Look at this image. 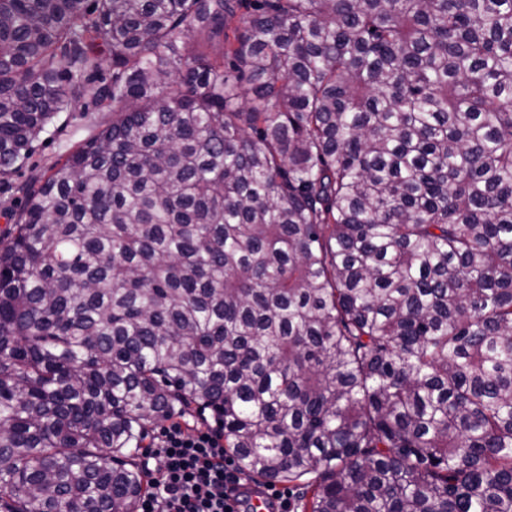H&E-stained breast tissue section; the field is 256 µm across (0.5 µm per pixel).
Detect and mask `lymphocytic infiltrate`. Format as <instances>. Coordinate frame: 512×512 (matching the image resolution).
Returning a JSON list of instances; mask_svg holds the SVG:
<instances>
[{"instance_id": "lymphocytic-infiltrate-1", "label": "lymphocytic infiltrate", "mask_w": 512, "mask_h": 512, "mask_svg": "<svg viewBox=\"0 0 512 512\" xmlns=\"http://www.w3.org/2000/svg\"><path fill=\"white\" fill-rule=\"evenodd\" d=\"M143 467L151 490L140 512H242L243 476L226 454L222 425L192 431L169 419Z\"/></svg>"}]
</instances>
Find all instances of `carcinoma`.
Listing matches in <instances>:
<instances>
[{
	"label": "carcinoma",
	"mask_w": 512,
	"mask_h": 512,
	"mask_svg": "<svg viewBox=\"0 0 512 512\" xmlns=\"http://www.w3.org/2000/svg\"><path fill=\"white\" fill-rule=\"evenodd\" d=\"M0 512H138L211 409L300 512H512V0H0ZM112 122V110L102 112H69L62 113L55 126L40 134L34 143V153L29 167L14 174L0 183V241L9 237L14 220L11 215L23 207L25 199L15 190V186L23 182L28 173L26 170L37 168L48 169L57 160L64 158L78 145L89 138L95 126H105ZM24 173H26L24 175Z\"/></svg>",
	"instance_id": "1"
}]
</instances>
